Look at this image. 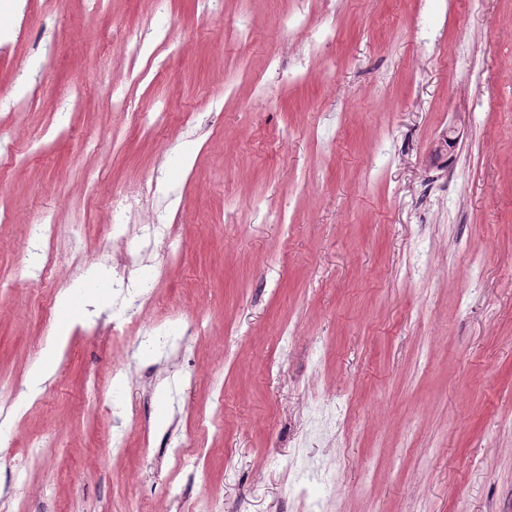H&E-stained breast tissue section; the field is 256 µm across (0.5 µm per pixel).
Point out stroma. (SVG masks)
I'll return each mask as SVG.
<instances>
[{
  "label": "stroma",
  "mask_w": 512,
  "mask_h": 512,
  "mask_svg": "<svg viewBox=\"0 0 512 512\" xmlns=\"http://www.w3.org/2000/svg\"><path fill=\"white\" fill-rule=\"evenodd\" d=\"M241 13L245 41L226 27ZM331 27L298 78L270 80L269 56ZM141 28L170 41L140 82L115 39ZM123 97L165 122L143 132ZM0 140V385L17 392L0 444H53L23 476L0 466V512H177L188 488L224 512H512V0H0ZM139 185L178 213L182 248L165 278L136 270L140 325L139 291L98 261L113 195ZM90 268L63 314L61 285ZM115 320L124 335L91 339ZM313 394L346 403L335 448L306 426ZM116 433L125 452L104 454ZM179 444L210 454L178 472ZM330 460L335 484L313 479ZM70 320L63 319L53 330L52 337L47 343L45 357L35 364L28 376V389L31 396L36 395L41 386L51 380L56 371L55 355L57 350L65 343L70 333Z\"/></svg>",
  "instance_id": "stroma-1"
}]
</instances>
